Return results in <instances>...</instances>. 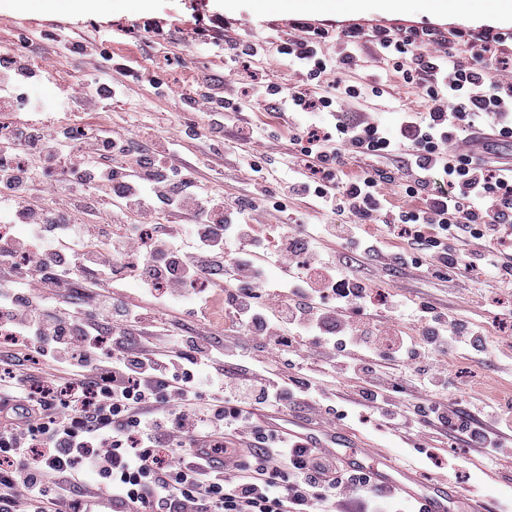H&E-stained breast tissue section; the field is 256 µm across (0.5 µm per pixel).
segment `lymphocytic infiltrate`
Here are the masks:
<instances>
[{
    "label": "lymphocytic infiltrate",
    "mask_w": 512,
    "mask_h": 512,
    "mask_svg": "<svg viewBox=\"0 0 512 512\" xmlns=\"http://www.w3.org/2000/svg\"><path fill=\"white\" fill-rule=\"evenodd\" d=\"M331 36L334 54L322 48ZM363 36L357 25L333 36L291 20L278 53L297 81L257 82L250 99L279 102L292 122L294 170L272 191L260 183L250 124L237 128L248 145L237 163L253 190L227 195L177 169L178 140L150 127L0 123V222L22 228L0 236V512H87L100 494L124 512H338L348 501L387 512L399 498L365 471L255 417L302 408L334 428L343 379L358 383L352 407L415 437L418 453L431 449L433 422L491 459L512 446L511 401L484 404L477 425L448 399L444 363L484 352L483 328L426 300L374 292L349 269L355 253L447 281L512 276V178L496 161L451 149L478 118L512 139V83L492 77L512 71L498 54L512 36L482 29L464 60L439 30H377L392 75L425 104L390 125L343 109L383 94L381 83L342 78L358 66ZM430 43L444 54L427 53ZM30 61L25 50L0 53V112L21 100L39 110L13 83L30 75ZM94 84L58 106L95 112L126 91L105 72ZM224 86L215 77L179 95L213 137L225 113L243 112ZM361 158L370 167L344 177ZM386 183L415 207L389 208ZM292 199L340 221L280 235L269 260L293 276L272 283L249 219L284 212ZM162 212L175 223L158 225ZM392 239L406 248L391 250ZM130 284L140 303L120 296ZM219 293L229 322L220 338L208 318ZM407 310L412 333L400 323ZM169 311L197 322L176 328Z\"/></svg>",
    "instance_id": "1"
}]
</instances>
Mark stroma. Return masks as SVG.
Masks as SVG:
<instances>
[{"instance_id":"35a3bbf8","label":"stroma","mask_w":512,"mask_h":512,"mask_svg":"<svg viewBox=\"0 0 512 512\" xmlns=\"http://www.w3.org/2000/svg\"><path fill=\"white\" fill-rule=\"evenodd\" d=\"M217 14L231 22L228 31L231 38L262 46V54L247 64L249 74L289 82L288 68L278 61L277 45L288 29L289 19L295 18L296 13L284 6L282 0H101L99 8L81 13L1 7L0 50L11 46L18 31L34 34L32 57L36 75L21 79L20 84L33 94L51 100L58 97L61 87L85 88L95 69L92 63L79 56L56 52L52 44L42 40V32L58 29L77 39H89L105 27L125 29L127 37L110 47L112 59L108 68L113 71L121 64L129 67L131 75L125 80L127 94L96 112L94 120L107 129L120 121L134 120L154 127L159 134L175 136L196 122L195 116L180 107L181 88L207 76L222 75L232 67L225 49H217L206 58L194 54L196 33L209 16ZM149 18L166 20L167 31L144 29L143 24ZM342 19L348 25H361L365 31L360 65L346 74L347 80L358 84L387 75V64L372 36L375 28H436L450 37L455 31H469L483 24L476 13L467 16L454 12L445 16L432 14L425 0H412L405 11L347 10ZM173 55L182 58V65L158 72V64ZM387 77L382 97L350 104V111L378 113L388 124L392 123L394 112L423 111L424 104L416 90L403 86L396 77ZM244 117L263 132L264 138L256 142L255 148L269 155L268 182L276 184L281 176L287 175L291 165L288 129L280 114L269 109L248 110ZM215 151L224 157L222 166L215 171H201V178L208 186L226 193H249L251 176L238 169L235 163L238 144L232 125H225L224 140L218 144L204 138L184 137L181 158L184 164L190 165L197 157ZM354 271L374 280L379 288L413 300L429 296L439 299L461 318L485 329L489 343L485 354L476 359L459 354L448 360L450 400L473 412L479 401L512 399V372L502 373L500 365L502 357L512 354V287L490 286L483 277L477 276L469 284V294L461 295L456 291L455 282H443L415 269L405 270L396 277L368 259L361 260ZM344 426L358 437L416 463L420 472L433 468L430 460L412 446L391 436L386 429L376 427L369 413L361 410L349 413ZM440 446L448 460L449 481L469 495L486 497L489 512H512V458L489 461L479 449L470 447L463 436L453 433L442 437Z\"/></svg>"}]
</instances>
